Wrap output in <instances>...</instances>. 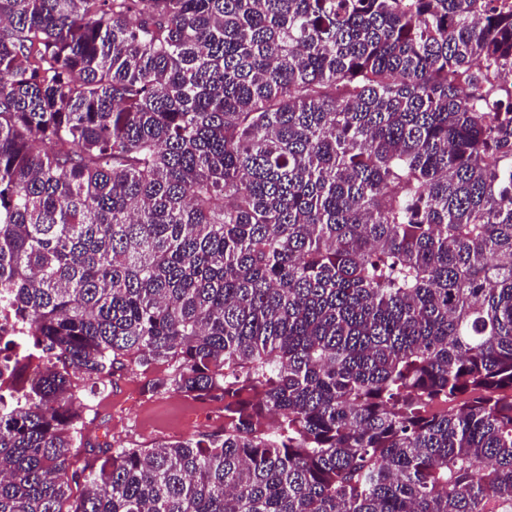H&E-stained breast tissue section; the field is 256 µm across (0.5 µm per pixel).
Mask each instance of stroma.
Here are the masks:
<instances>
[{
    "mask_svg": "<svg viewBox=\"0 0 512 512\" xmlns=\"http://www.w3.org/2000/svg\"><path fill=\"white\" fill-rule=\"evenodd\" d=\"M146 380V373L124 369L112 385L90 396L84 434L91 445L116 441L150 446L223 426L224 412L219 403L177 393L152 397L143 390Z\"/></svg>",
    "mask_w": 512,
    "mask_h": 512,
    "instance_id": "1",
    "label": "stroma"
}]
</instances>
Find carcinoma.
I'll list each match as a JSON object with an SVG mask.
<instances>
[{
	"label": "carcinoma",
	"mask_w": 512,
	"mask_h": 512,
	"mask_svg": "<svg viewBox=\"0 0 512 512\" xmlns=\"http://www.w3.org/2000/svg\"><path fill=\"white\" fill-rule=\"evenodd\" d=\"M512 7L0 0V512H512ZM219 401L99 447L84 383ZM25 329L13 320L9 312L0 314L2 344L10 341L0 353V395L2 406L18 408L28 384L38 377L50 356L41 349L31 350L24 342Z\"/></svg>",
	"instance_id": "1"
}]
</instances>
